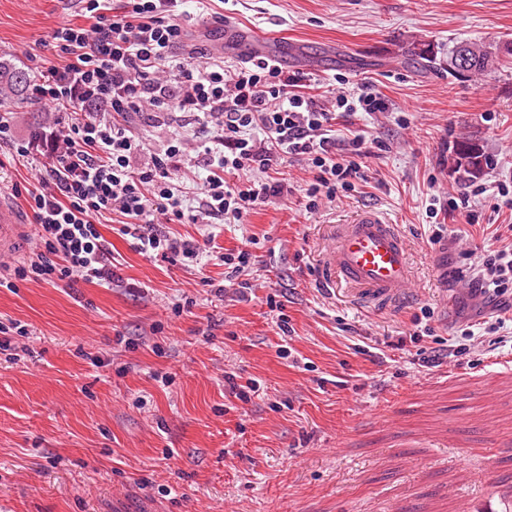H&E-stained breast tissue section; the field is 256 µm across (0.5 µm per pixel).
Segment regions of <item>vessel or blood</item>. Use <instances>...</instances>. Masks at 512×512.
Here are the masks:
<instances>
[{"instance_id": "obj_1", "label": "vessel or blood", "mask_w": 512, "mask_h": 512, "mask_svg": "<svg viewBox=\"0 0 512 512\" xmlns=\"http://www.w3.org/2000/svg\"><path fill=\"white\" fill-rule=\"evenodd\" d=\"M30 232V225L0 200V252H15L25 245ZM327 265L354 286L361 303L390 308L408 298L406 244L395 226L374 210H364L352 223L333 232Z\"/></svg>"}]
</instances>
